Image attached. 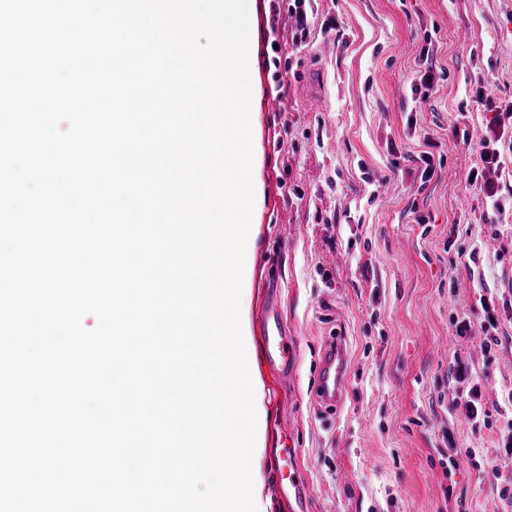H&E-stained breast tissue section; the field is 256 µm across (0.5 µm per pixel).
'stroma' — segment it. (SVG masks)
<instances>
[{
    "mask_svg": "<svg viewBox=\"0 0 512 512\" xmlns=\"http://www.w3.org/2000/svg\"><path fill=\"white\" fill-rule=\"evenodd\" d=\"M292 0H248L255 203L243 325L260 388L268 512H294L280 474L310 484L307 512H512L500 436L512 405V224L467 181L492 118L483 79L512 101V0H308L296 46ZM281 52L271 58L268 46ZM429 48L436 80L417 101L410 78ZM323 99L308 111L307 100ZM441 164L421 181L412 158ZM299 360L275 378L258 312L269 281ZM497 297L498 343L456 337ZM345 336L351 376L341 407L313 401L323 342ZM479 379L492 425L472 430L454 399V356ZM473 464L444 471L449 446ZM499 465L501 478L490 467Z\"/></svg>",
    "mask_w": 512,
    "mask_h": 512,
    "instance_id": "35a3bbf8",
    "label": "stroma"
}]
</instances>
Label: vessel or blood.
Returning <instances> with one entry per match:
<instances>
[{"instance_id":"1","label":"vessel or blood","mask_w":512,"mask_h":512,"mask_svg":"<svg viewBox=\"0 0 512 512\" xmlns=\"http://www.w3.org/2000/svg\"><path fill=\"white\" fill-rule=\"evenodd\" d=\"M259 324L267 368L279 377L290 376L295 370L297 348L283 324L276 290L267 291ZM349 376L350 354L344 337L327 341L319 363L317 401L332 407L340 403Z\"/></svg>"}]
</instances>
